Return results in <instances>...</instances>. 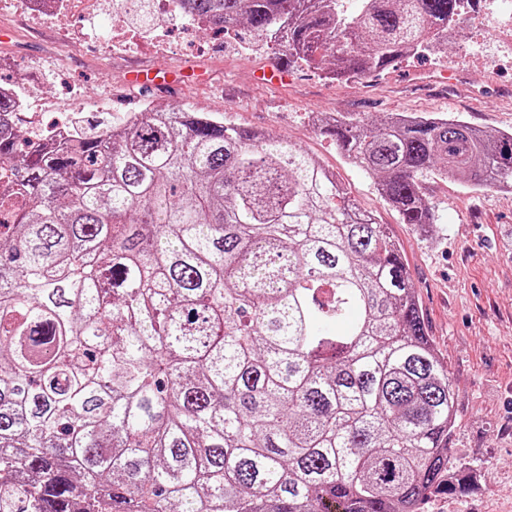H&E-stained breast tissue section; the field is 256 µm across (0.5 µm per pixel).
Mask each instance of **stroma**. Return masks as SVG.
<instances>
[{
  "instance_id": "stroma-1",
  "label": "stroma",
  "mask_w": 512,
  "mask_h": 512,
  "mask_svg": "<svg viewBox=\"0 0 512 512\" xmlns=\"http://www.w3.org/2000/svg\"><path fill=\"white\" fill-rule=\"evenodd\" d=\"M131 2L123 15L130 40L118 47L115 0H75L61 22L50 24L0 0V29L12 32L0 41V84L24 88L22 133L43 132L63 115L88 127L109 124L154 102L263 130L319 158L399 243L455 393L448 446L479 471L461 488L429 496L423 512H512V191H474L433 172L422 187L436 223H401L373 180L310 121L324 112L369 121L416 113L512 132V66L462 58L469 33L461 28L442 52L401 59L377 75L338 82L293 65L288 83L271 89L254 77L280 60L249 32L222 37L174 17L164 40L153 44L141 35L156 20L153 0ZM144 67L173 70L175 88L129 86L130 71Z\"/></svg>"
}]
</instances>
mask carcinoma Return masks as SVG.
<instances>
[{"mask_svg": "<svg viewBox=\"0 0 512 512\" xmlns=\"http://www.w3.org/2000/svg\"><path fill=\"white\" fill-rule=\"evenodd\" d=\"M179 0L286 62L365 77L476 0ZM0 95V512H422L454 392L385 225L308 153L154 106L50 147ZM404 224L421 177L512 187V134L318 124Z\"/></svg>", "mask_w": 512, "mask_h": 512, "instance_id": "cac0c4a2", "label": "carcinoma"}]
</instances>
